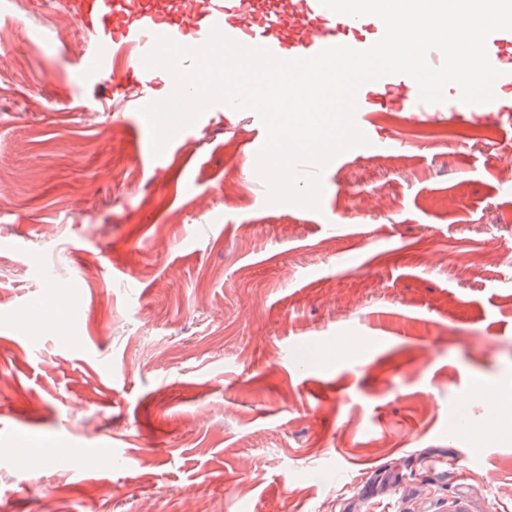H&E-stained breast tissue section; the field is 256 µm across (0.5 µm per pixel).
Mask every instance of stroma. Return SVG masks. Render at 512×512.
<instances>
[{
  "label": "stroma",
  "instance_id": "stroma-1",
  "mask_svg": "<svg viewBox=\"0 0 512 512\" xmlns=\"http://www.w3.org/2000/svg\"><path fill=\"white\" fill-rule=\"evenodd\" d=\"M74 19L0 0V512H512V121L380 108L271 204L255 113L153 155Z\"/></svg>",
  "mask_w": 512,
  "mask_h": 512
}]
</instances>
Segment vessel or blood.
<instances>
[{
    "label": "vessel or blood",
    "instance_id": "vessel-or-blood-1",
    "mask_svg": "<svg viewBox=\"0 0 512 512\" xmlns=\"http://www.w3.org/2000/svg\"><path fill=\"white\" fill-rule=\"evenodd\" d=\"M71 7L82 27L101 39L99 51L82 73L83 82L97 81L109 70L112 58L126 57L125 77L143 87L140 101L144 104L151 100L148 88L153 72L144 67L143 57L160 36L196 47L216 29L244 45L261 46L277 58L291 60L314 56L334 45L364 50L384 34L379 19L338 15L319 0H176L170 9L145 0H72ZM487 52L500 72L498 103L465 104L454 85L450 88L453 111L512 112V30L492 33ZM418 95L416 82L398 74L366 83L357 93L354 121L358 128H365L367 112L385 97L402 101L409 111L425 112L428 106L419 102Z\"/></svg>",
    "mask_w": 512,
    "mask_h": 512
}]
</instances>
